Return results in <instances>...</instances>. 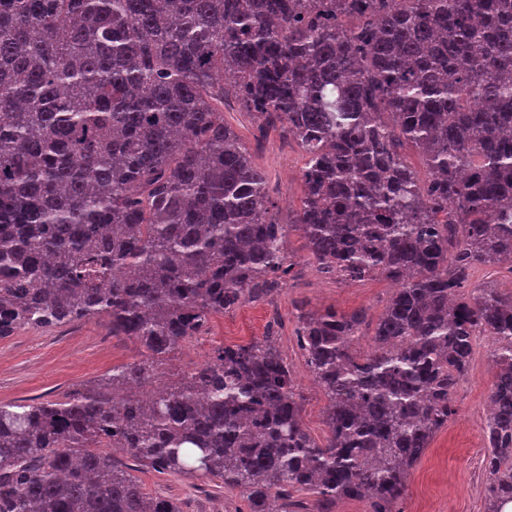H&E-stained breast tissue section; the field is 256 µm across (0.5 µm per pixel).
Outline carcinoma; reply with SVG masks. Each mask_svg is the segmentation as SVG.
Listing matches in <instances>:
<instances>
[{"label": "carcinoma", "instance_id": "cac0c4a2", "mask_svg": "<svg viewBox=\"0 0 512 512\" xmlns=\"http://www.w3.org/2000/svg\"><path fill=\"white\" fill-rule=\"evenodd\" d=\"M228 99L304 152L286 223ZM292 231L322 273L395 285L366 354V309L299 310L323 444L268 335L154 385L212 316L286 284ZM508 263L512 0H0V339L97 319L147 352L62 400L0 403V512H181L109 448L218 478L248 512H393L479 336L502 512L512 293L461 289Z\"/></svg>", "mask_w": 512, "mask_h": 512}]
</instances>
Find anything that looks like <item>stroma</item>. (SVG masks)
Returning <instances> with one entry per match:
<instances>
[{
	"label": "stroma",
	"mask_w": 512,
	"mask_h": 512,
	"mask_svg": "<svg viewBox=\"0 0 512 512\" xmlns=\"http://www.w3.org/2000/svg\"><path fill=\"white\" fill-rule=\"evenodd\" d=\"M225 122L248 145L266 174L279 218L299 205L301 169L305 159L290 138L269 132L259 137L245 113L224 109ZM288 251L297 275L266 302H246L213 316L206 333L178 349L162 369L160 381L178 378L213 356L223 346L246 344L274 333L275 345L287 363L301 397L302 421L317 443H324L327 398L315 384L295 336L296 302L310 309L335 307L350 312L367 309L378 318L393 291L383 279L341 283L312 263L297 232H290ZM490 343L479 339L467 377L458 386L456 412L434 436L430 447L411 468L407 487L394 512H485L490 475L482 467L484 425L493 387ZM145 352L135 339L109 333L103 322L85 320L62 328L23 329L0 339V402L56 401L104 377L112 367L139 362ZM137 477L147 493L177 499L182 512H243L239 492L227 491L218 479L161 474L143 468Z\"/></svg>",
	"instance_id": "obj_1"
}]
</instances>
